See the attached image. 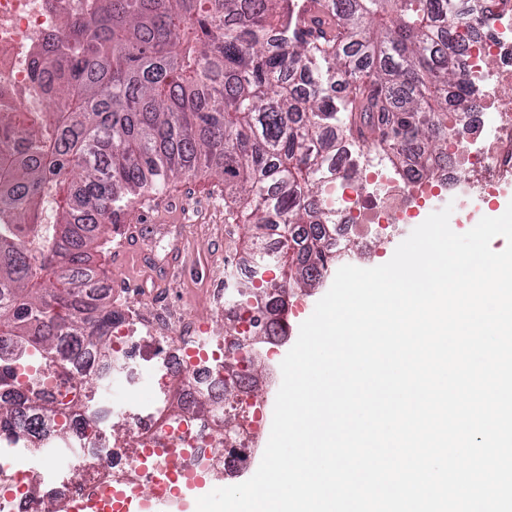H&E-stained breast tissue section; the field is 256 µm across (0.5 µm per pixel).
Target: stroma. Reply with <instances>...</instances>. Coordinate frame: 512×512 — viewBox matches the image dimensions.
<instances>
[{
  "label": "stroma",
  "instance_id": "obj_1",
  "mask_svg": "<svg viewBox=\"0 0 512 512\" xmlns=\"http://www.w3.org/2000/svg\"><path fill=\"white\" fill-rule=\"evenodd\" d=\"M510 202L512 179L476 205H462L457 192H442L418 218L398 226L374 263L388 262L430 213L452 207L450 227L464 233ZM223 205L224 185L219 178L183 177L171 181L163 192L133 203L121 223L106 226L109 243L105 250L92 253L91 260L102 270L113 298L128 308L129 321L140 334H150L146 318L157 308L204 323L207 335L223 334L224 319L215 314L210 298L215 269L242 261L247 244L242 225L225 223ZM124 278L140 281L137 294L117 288V281Z\"/></svg>",
  "mask_w": 512,
  "mask_h": 512
}]
</instances>
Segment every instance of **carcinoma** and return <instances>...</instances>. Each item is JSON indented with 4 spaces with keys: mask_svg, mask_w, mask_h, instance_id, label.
<instances>
[{
    "mask_svg": "<svg viewBox=\"0 0 512 512\" xmlns=\"http://www.w3.org/2000/svg\"><path fill=\"white\" fill-rule=\"evenodd\" d=\"M461 0H93L66 15L32 78L44 112H0V384L31 357L76 410L112 359L124 313L88 250L133 197L205 171L224 181V223L249 231L257 281L225 307L233 336L287 327L290 291L320 283L334 211L326 179L352 142L421 177L448 157V122L473 116L455 56ZM233 381L250 357L224 358ZM236 394L224 422L240 428ZM0 403V431L39 433L66 405Z\"/></svg>",
    "mask_w": 512,
    "mask_h": 512,
    "instance_id": "1",
    "label": "carcinoma"
}]
</instances>
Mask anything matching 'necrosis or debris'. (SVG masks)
<instances>
[{
	"instance_id": "1",
	"label": "necrosis or debris",
	"mask_w": 512,
	"mask_h": 512,
	"mask_svg": "<svg viewBox=\"0 0 512 512\" xmlns=\"http://www.w3.org/2000/svg\"><path fill=\"white\" fill-rule=\"evenodd\" d=\"M88 0H0V106L18 113L39 112L43 95L32 79L31 58L41 43L54 39L59 20L82 12ZM498 18L494 32L476 29L461 58L475 94L480 118L467 131L470 148L449 154L432 178L378 168L364 177L332 180L329 190L336 204V224L329 241L334 254H345L352 236H359V257L372 259L379 236L373 225L403 224L417 216L420 203L434 189H456L471 182V199H479L512 174V99L497 88L512 85V0H495ZM156 330L177 333L179 346L158 347L153 370L140 376L135 368L119 367L110 378L120 379L127 392L144 393V400L117 403L107 395L86 399L83 415L91 427L76 429L70 419H47L39 443L26 435L0 436V512H70L72 500L96 488L113 490L108 512H123L121 496L156 486L173 492L176 485L200 476L224 481L228 462L243 465L255 460L268 407L250 388H239L245 426L235 459L219 451L217 422L210 417L182 414L160 420L154 407L167 396V380L180 377L187 402L205 398L224 404L222 354L236 352L237 339L216 338L213 347L201 344L184 318L158 312ZM133 429L134 442L118 444L112 435L114 419Z\"/></svg>"
}]
</instances>
